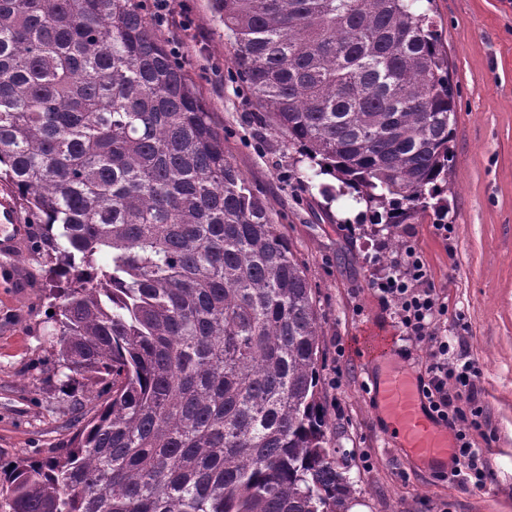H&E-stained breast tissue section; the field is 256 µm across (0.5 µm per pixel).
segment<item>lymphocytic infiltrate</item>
Listing matches in <instances>:
<instances>
[{
  "mask_svg": "<svg viewBox=\"0 0 512 512\" xmlns=\"http://www.w3.org/2000/svg\"><path fill=\"white\" fill-rule=\"evenodd\" d=\"M378 291L393 302L408 340L429 341L428 379L421 389L432 419L453 426L455 476L474 487H483L487 478L485 465L473 439L480 431L482 410L475 404V366L465 362L460 372H453L451 347L447 337L437 335L436 325L448 308L429 283L425 263L414 246H407L394 273L378 283Z\"/></svg>",
  "mask_w": 512,
  "mask_h": 512,
  "instance_id": "f902f5d3",
  "label": "lymphocytic infiltrate"
}]
</instances>
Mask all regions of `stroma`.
<instances>
[{"mask_svg":"<svg viewBox=\"0 0 512 512\" xmlns=\"http://www.w3.org/2000/svg\"><path fill=\"white\" fill-rule=\"evenodd\" d=\"M142 6L160 38L195 83L224 129L235 165L271 209L312 286L322 324L319 362L328 410L329 445L349 452L351 506L363 512H512V0H433L430 14L448 46L458 91L454 160L448 181L447 236L433 213L388 229L352 216L349 198L328 201L307 181L310 162L264 122L236 77L224 26L211 0H169V20L156 0ZM24 232L0 279V458L45 456L74 434L73 397L90 398L91 380L67 383L46 320L48 301L32 257L40 225L26 211ZM414 246L448 312L439 322L455 355L475 362L487 466L483 488L450 480L449 467L414 462L398 429L370 394L376 368L356 343L389 336L387 363L417 378L426 374L428 343L406 340L392 302L375 282L393 273L394 241ZM340 374L339 387L329 379Z\"/></svg>","mask_w":512,"mask_h":512,"instance_id":"stroma-1","label":"stroma"}]
</instances>
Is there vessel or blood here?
<instances>
[{"mask_svg":"<svg viewBox=\"0 0 512 512\" xmlns=\"http://www.w3.org/2000/svg\"><path fill=\"white\" fill-rule=\"evenodd\" d=\"M373 393L379 410L401 428L403 445L410 456L437 460L451 455L448 432L434 425L425 411L418 381L403 371L388 368L375 381Z\"/></svg>","mask_w":512,"mask_h":512,"instance_id":"obj_1","label":"vessel or blood"}]
</instances>
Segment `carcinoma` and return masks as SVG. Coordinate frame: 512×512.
Here are the masks:
<instances>
[{
    "label": "carcinoma",
    "instance_id": "obj_1",
    "mask_svg": "<svg viewBox=\"0 0 512 512\" xmlns=\"http://www.w3.org/2000/svg\"><path fill=\"white\" fill-rule=\"evenodd\" d=\"M265 118L393 228L448 211L455 92L417 0H214ZM0 182L95 412L0 512H347L312 288L140 0H0Z\"/></svg>",
    "mask_w": 512,
    "mask_h": 512
}]
</instances>
